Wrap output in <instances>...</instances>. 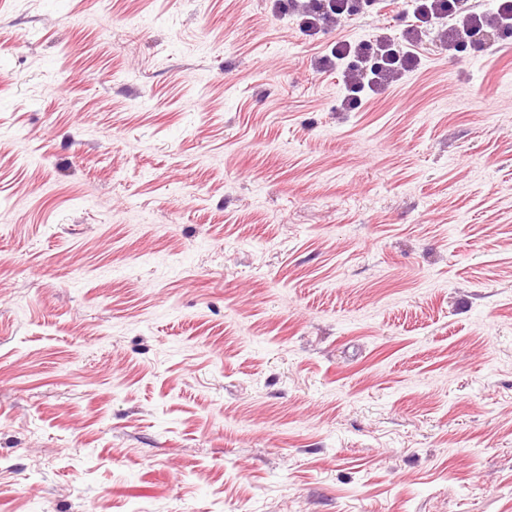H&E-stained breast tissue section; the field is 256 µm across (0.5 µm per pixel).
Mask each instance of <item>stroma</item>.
<instances>
[{"instance_id":"stroma-1","label":"stroma","mask_w":512,"mask_h":512,"mask_svg":"<svg viewBox=\"0 0 512 512\" xmlns=\"http://www.w3.org/2000/svg\"><path fill=\"white\" fill-rule=\"evenodd\" d=\"M273 0H0V512H512V38L359 110Z\"/></svg>"}]
</instances>
